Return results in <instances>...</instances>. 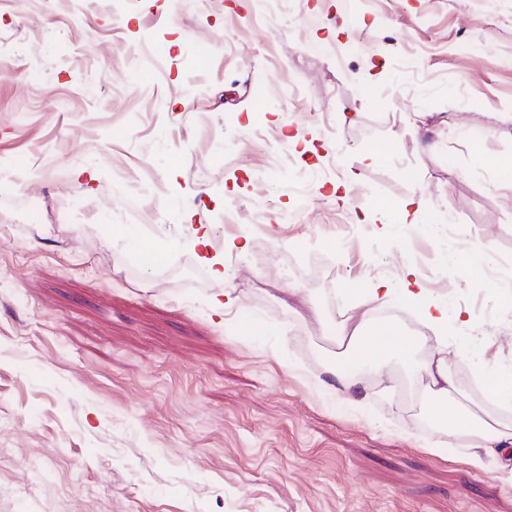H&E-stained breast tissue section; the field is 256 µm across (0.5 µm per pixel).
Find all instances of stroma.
<instances>
[{
  "mask_svg": "<svg viewBox=\"0 0 512 512\" xmlns=\"http://www.w3.org/2000/svg\"><path fill=\"white\" fill-rule=\"evenodd\" d=\"M508 155L512 0H0V512H512L424 375L330 392L326 302L430 255L477 321L448 369L512 424L479 381L512 364Z\"/></svg>",
  "mask_w": 512,
  "mask_h": 512,
  "instance_id": "1",
  "label": "stroma"
}]
</instances>
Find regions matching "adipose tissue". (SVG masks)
Listing matches in <instances>:
<instances>
[{"instance_id": "obj_1", "label": "adipose tissue", "mask_w": 512, "mask_h": 512, "mask_svg": "<svg viewBox=\"0 0 512 512\" xmlns=\"http://www.w3.org/2000/svg\"><path fill=\"white\" fill-rule=\"evenodd\" d=\"M413 270H406L401 299L403 304L423 309L425 329L418 336L407 335L403 329L388 321L372 318L363 302L351 303L343 313L339 336L346 349L344 366L335 373V393L350 395L356 392L357 368L371 366L378 376H385L389 360H408L419 347H432L433 352L423 365L429 383L427 389L437 403V415L447 425L449 438L469 437L473 451L471 459L477 466L498 465L501 473L512 475V427L503 426L493 418L480 415L464 406L458 399L460 390L448 370V345L439 331L448 321L471 327L474 316L463 309H449L444 298H434L425 289L416 287Z\"/></svg>"}]
</instances>
